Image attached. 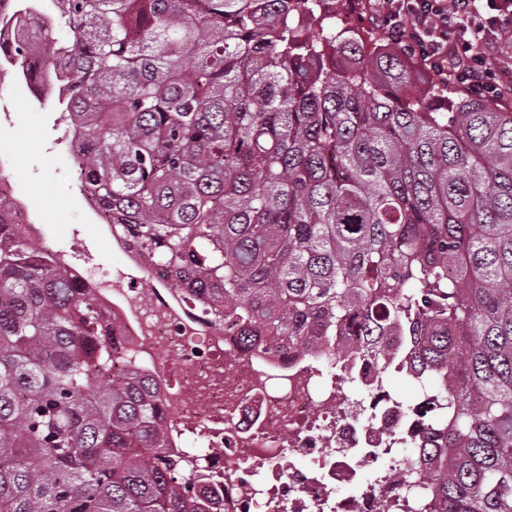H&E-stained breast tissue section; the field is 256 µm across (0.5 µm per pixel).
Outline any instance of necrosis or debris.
Masks as SVG:
<instances>
[{
	"mask_svg": "<svg viewBox=\"0 0 512 512\" xmlns=\"http://www.w3.org/2000/svg\"><path fill=\"white\" fill-rule=\"evenodd\" d=\"M0 24L28 44L0 65L29 83L44 27L37 0H0ZM112 247L124 261L104 272L79 238L58 260L93 288L134 368L158 381L168 453L216 490L211 512H439L420 467L401 456L438 428L429 389L404 404L363 358L329 370L289 350L241 353L165 267L145 265L123 238Z\"/></svg>",
	"mask_w": 512,
	"mask_h": 512,
	"instance_id": "obj_1",
	"label": "necrosis or debris"
}]
</instances>
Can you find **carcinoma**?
<instances>
[{
	"instance_id": "carcinoma-1",
	"label": "carcinoma",
	"mask_w": 512,
	"mask_h": 512,
	"mask_svg": "<svg viewBox=\"0 0 512 512\" xmlns=\"http://www.w3.org/2000/svg\"><path fill=\"white\" fill-rule=\"evenodd\" d=\"M80 191L244 352L384 365L445 432L441 512H512V107L422 88L320 0H48ZM67 28L72 38L54 37ZM93 293L0 224V512H208Z\"/></svg>"
}]
</instances>
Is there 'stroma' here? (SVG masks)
Instances as JSON below:
<instances>
[{
  "mask_svg": "<svg viewBox=\"0 0 512 512\" xmlns=\"http://www.w3.org/2000/svg\"><path fill=\"white\" fill-rule=\"evenodd\" d=\"M0 103L10 112L9 124L0 128V153L11 156L16 164V190L33 210L44 245L64 250L77 233L94 251L100 268L118 262L120 255L111 238L101 232L78 189L68 154L69 138L64 127L57 125L55 112L7 75L0 77Z\"/></svg>",
  "mask_w": 512,
  "mask_h": 512,
  "instance_id": "obj_1",
  "label": "stroma"
}]
</instances>
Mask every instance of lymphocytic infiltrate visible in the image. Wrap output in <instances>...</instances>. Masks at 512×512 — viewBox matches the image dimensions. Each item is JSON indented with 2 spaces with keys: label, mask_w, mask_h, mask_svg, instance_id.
<instances>
[{
  "label": "lymphocytic infiltrate",
  "mask_w": 512,
  "mask_h": 512,
  "mask_svg": "<svg viewBox=\"0 0 512 512\" xmlns=\"http://www.w3.org/2000/svg\"><path fill=\"white\" fill-rule=\"evenodd\" d=\"M376 20L442 81L512 98V0H380Z\"/></svg>",
  "instance_id": "obj_1"
}]
</instances>
